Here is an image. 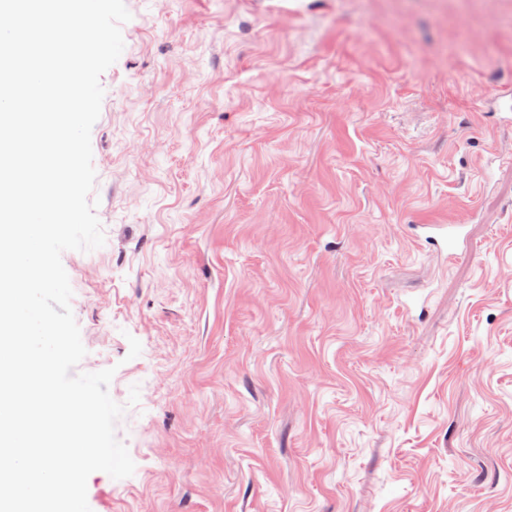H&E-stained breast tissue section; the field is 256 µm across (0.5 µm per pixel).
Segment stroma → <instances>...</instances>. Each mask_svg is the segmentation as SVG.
Masks as SVG:
<instances>
[{
    "label": "stroma",
    "instance_id": "obj_1",
    "mask_svg": "<svg viewBox=\"0 0 512 512\" xmlns=\"http://www.w3.org/2000/svg\"><path fill=\"white\" fill-rule=\"evenodd\" d=\"M125 3L62 254L135 463L91 512H512V0ZM425 242L440 249L448 250V257L457 255V244L461 237L459 224H417Z\"/></svg>",
    "mask_w": 512,
    "mask_h": 512
}]
</instances>
